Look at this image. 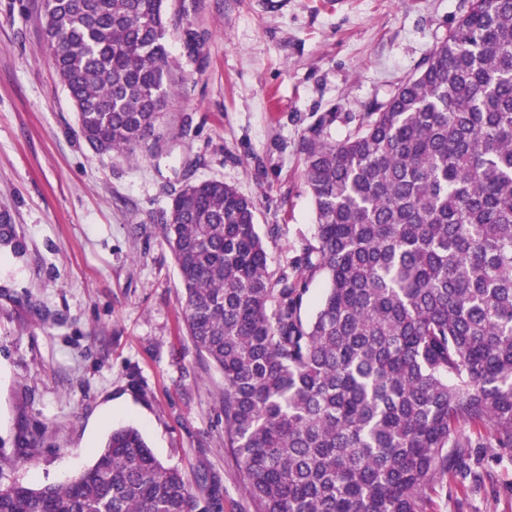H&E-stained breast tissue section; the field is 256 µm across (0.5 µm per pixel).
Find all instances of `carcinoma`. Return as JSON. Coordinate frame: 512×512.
<instances>
[{"mask_svg": "<svg viewBox=\"0 0 512 512\" xmlns=\"http://www.w3.org/2000/svg\"><path fill=\"white\" fill-rule=\"evenodd\" d=\"M42 9L81 135L134 153L166 103L164 0ZM335 122L302 142L298 275L270 277L253 201L222 181L177 193L163 237L255 512H426L428 486L480 477L473 449L512 452V0H469L388 100ZM198 486L203 507L126 426L63 483L0 485V512H212Z\"/></svg>", "mask_w": 512, "mask_h": 512, "instance_id": "obj_1", "label": "carcinoma"}]
</instances>
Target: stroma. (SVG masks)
Wrapping results in <instances>:
<instances>
[{
    "mask_svg": "<svg viewBox=\"0 0 512 512\" xmlns=\"http://www.w3.org/2000/svg\"><path fill=\"white\" fill-rule=\"evenodd\" d=\"M40 0H0V485L59 483L112 429H140L165 466L209 474L221 512H254L224 446V377L184 328L163 238L172 195L217 179L253 199L268 272L291 271L315 213L302 138L386 100L445 40L467 0H165L173 84L157 138L94 151L42 37ZM205 39L195 60L184 28ZM494 487L432 488L427 512H512Z\"/></svg>",
    "mask_w": 512,
    "mask_h": 512,
    "instance_id": "stroma-1",
    "label": "stroma"
}]
</instances>
